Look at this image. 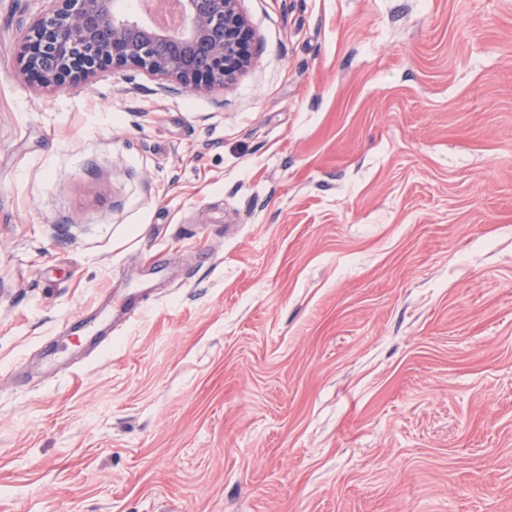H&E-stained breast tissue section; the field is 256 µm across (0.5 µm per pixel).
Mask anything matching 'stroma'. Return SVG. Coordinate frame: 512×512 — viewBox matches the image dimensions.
Listing matches in <instances>:
<instances>
[{"label": "stroma", "mask_w": 512, "mask_h": 512, "mask_svg": "<svg viewBox=\"0 0 512 512\" xmlns=\"http://www.w3.org/2000/svg\"><path fill=\"white\" fill-rule=\"evenodd\" d=\"M0 0V512H512V0H240L185 93L42 92Z\"/></svg>", "instance_id": "1"}]
</instances>
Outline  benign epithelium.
Masks as SVG:
<instances>
[{
	"instance_id": "7a95c632",
	"label": "benign epithelium",
	"mask_w": 512,
	"mask_h": 512,
	"mask_svg": "<svg viewBox=\"0 0 512 512\" xmlns=\"http://www.w3.org/2000/svg\"><path fill=\"white\" fill-rule=\"evenodd\" d=\"M25 26L23 74L37 89L87 84L107 70L135 68L185 92L222 89L255 58L240 0H176L182 24L155 30L142 18L148 0H50Z\"/></svg>"
}]
</instances>
